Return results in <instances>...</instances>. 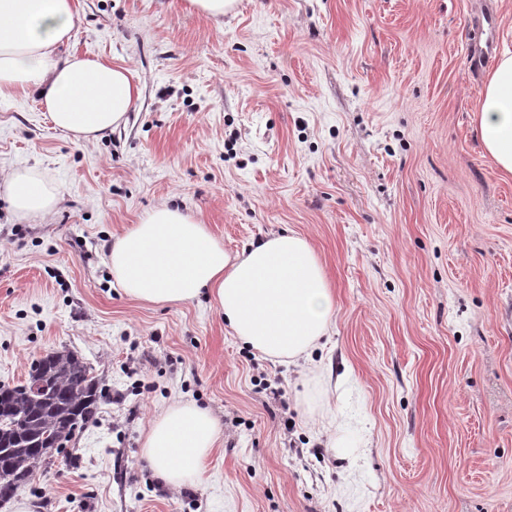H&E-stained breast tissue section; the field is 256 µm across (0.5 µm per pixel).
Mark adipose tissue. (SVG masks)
Here are the masks:
<instances>
[{"instance_id":"ef3b65f1","label":"adipose tissue","mask_w":512,"mask_h":512,"mask_svg":"<svg viewBox=\"0 0 512 512\" xmlns=\"http://www.w3.org/2000/svg\"><path fill=\"white\" fill-rule=\"evenodd\" d=\"M74 19V0H0V96L35 91L55 126L81 141L117 125L140 85L128 66L61 54ZM474 130L485 155L512 177L510 50L487 78ZM1 181L21 216H46L58 202L34 175L14 171ZM109 263L125 295L144 303L183 304L210 293L234 335L276 360L311 362L330 329L334 297L325 268L309 241L289 230L233 255L200 218L162 204L115 238ZM221 437L211 412L177 402L152 419L144 455L161 480L179 488L202 478Z\"/></svg>"}]
</instances>
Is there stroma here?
I'll use <instances>...</instances> for the list:
<instances>
[{"instance_id":"obj_1","label":"stroma","mask_w":512,"mask_h":512,"mask_svg":"<svg viewBox=\"0 0 512 512\" xmlns=\"http://www.w3.org/2000/svg\"><path fill=\"white\" fill-rule=\"evenodd\" d=\"M75 6L68 51L132 67L141 92L91 142L0 97V174L58 196L24 219L0 184V383L66 347L104 398L0 512H512V178L474 136L468 51L489 12L512 48V0ZM164 202L231 253L308 239L335 301L318 368L244 346L208 296L113 287L114 238ZM176 401L223 428L178 489L142 455ZM234 2L235 0H188L191 9L213 19L224 17Z\"/></svg>"}]
</instances>
